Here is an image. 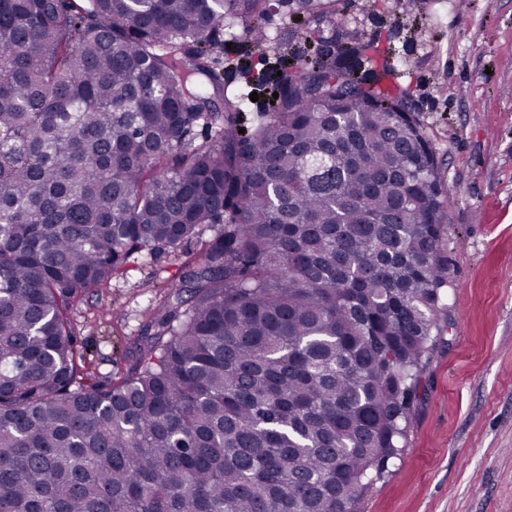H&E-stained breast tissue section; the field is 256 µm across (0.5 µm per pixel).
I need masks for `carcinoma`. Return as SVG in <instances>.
<instances>
[{"label":"carcinoma","mask_w":512,"mask_h":512,"mask_svg":"<svg viewBox=\"0 0 512 512\" xmlns=\"http://www.w3.org/2000/svg\"><path fill=\"white\" fill-rule=\"evenodd\" d=\"M268 2L0 0V512H359L398 455L451 198L332 0L239 133L214 35L261 46ZM206 224L134 365L85 372L81 294Z\"/></svg>","instance_id":"carcinoma-1"}]
</instances>
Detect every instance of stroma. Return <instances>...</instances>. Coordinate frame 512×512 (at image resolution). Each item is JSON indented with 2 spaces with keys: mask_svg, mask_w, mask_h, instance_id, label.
<instances>
[{
  "mask_svg": "<svg viewBox=\"0 0 512 512\" xmlns=\"http://www.w3.org/2000/svg\"><path fill=\"white\" fill-rule=\"evenodd\" d=\"M348 29L386 50L398 85L440 164L452 198L443 226L450 285L436 342L423 362L399 458L360 512H512V0H336ZM272 4L263 48L244 46L241 22L220 33L227 93L268 90L254 77L276 64L297 27ZM287 39L303 56L331 25ZM183 252L134 261L72 312L89 372L104 378L136 360L146 311L170 293Z\"/></svg>",
  "mask_w": 512,
  "mask_h": 512,
  "instance_id": "1",
  "label": "stroma"
}]
</instances>
